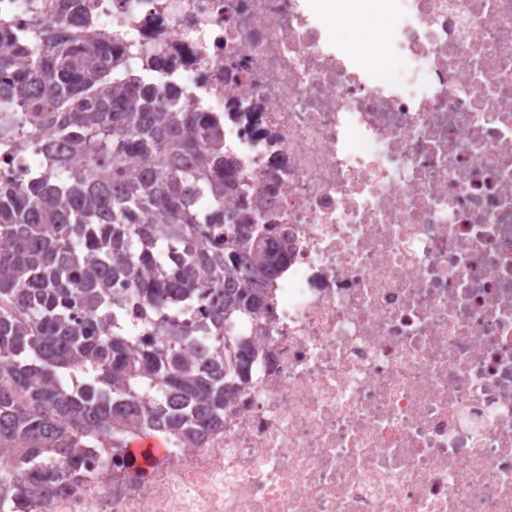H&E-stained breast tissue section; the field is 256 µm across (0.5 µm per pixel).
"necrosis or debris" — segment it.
Listing matches in <instances>:
<instances>
[{"label":"necrosis or debris","instance_id":"1","mask_svg":"<svg viewBox=\"0 0 512 512\" xmlns=\"http://www.w3.org/2000/svg\"><path fill=\"white\" fill-rule=\"evenodd\" d=\"M81 0L288 229L270 359L104 512H512V0ZM403 67L383 77V62ZM358 19L361 27L368 32L365 40L358 42L354 47L361 51H375L376 36L384 31L393 27L396 23L394 17L387 16L378 12L374 7L373 0H360L358 2ZM388 24V25H387ZM387 26V27H386ZM319 23L322 28L326 29L329 32L330 37L334 41H336L337 39L352 52H357L354 49H352V44L363 38L364 32L361 28L355 26H347L342 29V32L339 35H336V33L333 30L332 24L329 22L326 16H321L319 19Z\"/></svg>","mask_w":512,"mask_h":512}]
</instances>
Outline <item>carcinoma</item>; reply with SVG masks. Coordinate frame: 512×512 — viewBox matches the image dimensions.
<instances>
[{
  "instance_id": "obj_1",
  "label": "carcinoma",
  "mask_w": 512,
  "mask_h": 512,
  "mask_svg": "<svg viewBox=\"0 0 512 512\" xmlns=\"http://www.w3.org/2000/svg\"><path fill=\"white\" fill-rule=\"evenodd\" d=\"M29 2L24 35L0 21V150L36 157L30 181L0 180V512L96 487L85 448L128 474L135 437L197 447L224 429L269 358L256 337L288 261L220 126L119 81L81 10ZM45 126L78 160L41 143ZM117 276L138 281L137 335Z\"/></svg>"
}]
</instances>
